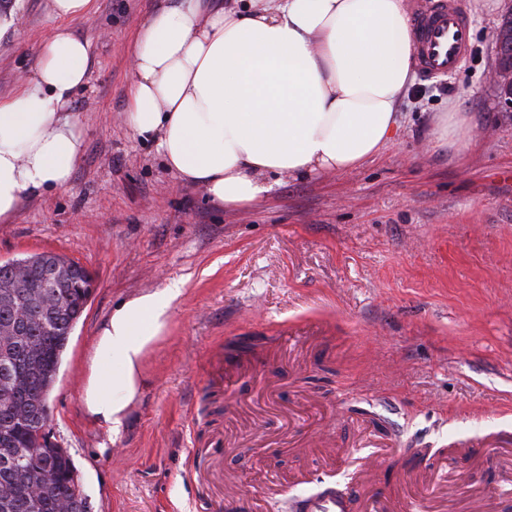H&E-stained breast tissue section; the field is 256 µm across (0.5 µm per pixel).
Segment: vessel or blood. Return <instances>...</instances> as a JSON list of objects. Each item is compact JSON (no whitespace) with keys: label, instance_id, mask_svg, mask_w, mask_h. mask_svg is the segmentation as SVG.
<instances>
[{"label":"vessel or blood","instance_id":"b4317fda","mask_svg":"<svg viewBox=\"0 0 512 512\" xmlns=\"http://www.w3.org/2000/svg\"><path fill=\"white\" fill-rule=\"evenodd\" d=\"M416 64L426 77L454 72L470 52L471 33L466 13L459 0H427L412 23ZM355 484L336 492L312 495L305 512H347L349 500L356 494ZM367 512H426L424 502L412 501L395 506L390 496L376 492L366 500Z\"/></svg>","mask_w":512,"mask_h":512}]
</instances>
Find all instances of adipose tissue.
Instances as JSON below:
<instances>
[{"mask_svg":"<svg viewBox=\"0 0 512 512\" xmlns=\"http://www.w3.org/2000/svg\"><path fill=\"white\" fill-rule=\"evenodd\" d=\"M128 55V128L180 179L241 206L272 177L351 170L392 142L413 45L404 0H242L210 11L179 0L141 24ZM90 61V44L58 28L0 99V218L69 185L85 137L68 107ZM180 294L172 284L123 300L97 328L81 401L113 439Z\"/></svg>","mask_w":512,"mask_h":512,"instance_id":"adipose-tissue-1","label":"adipose tissue"}]
</instances>
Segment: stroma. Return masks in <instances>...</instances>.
I'll use <instances>...</instances> for the list:
<instances>
[{
  "mask_svg": "<svg viewBox=\"0 0 512 512\" xmlns=\"http://www.w3.org/2000/svg\"><path fill=\"white\" fill-rule=\"evenodd\" d=\"M176 0H94L69 28L92 45L70 105L85 131L68 187L0 221V261L51 251L81 262L94 290L49 396V425L94 512H286L341 486L375 453L359 406L389 419L397 448L487 439L483 455H434L429 483L476 512L455 474L474 475L485 512H512V107L488 73L512 0H462L472 45L461 67L411 74L396 139L361 166L284 178L234 207L179 180L124 122L139 25ZM0 98L32 71L61 19L50 0H0ZM476 132L434 145L442 114ZM179 284L142 398L119 441L87 420L80 389L94 336L119 302ZM260 336L256 353L228 341Z\"/></svg>",
  "mask_w": 512,
  "mask_h": 512,
  "instance_id": "obj_1",
  "label": "stroma"
}]
</instances>
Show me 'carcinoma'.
I'll return each instance as SVG.
<instances>
[{"mask_svg": "<svg viewBox=\"0 0 512 512\" xmlns=\"http://www.w3.org/2000/svg\"><path fill=\"white\" fill-rule=\"evenodd\" d=\"M87 274L84 267L75 269L62 289L64 316L53 317L45 310L31 315L28 336L16 344L12 395L0 402V456L17 443L34 441L49 424V395L72 330L86 310L83 290L77 284ZM32 344L39 346L36 357L30 355ZM75 476L73 459L67 453L51 458L45 465L29 459L11 468H0V512H31L30 489L34 485L40 487L38 512H57L62 500L78 507L87 495Z\"/></svg>", "mask_w": 512, "mask_h": 512, "instance_id": "carcinoma-1", "label": "carcinoma"}]
</instances>
